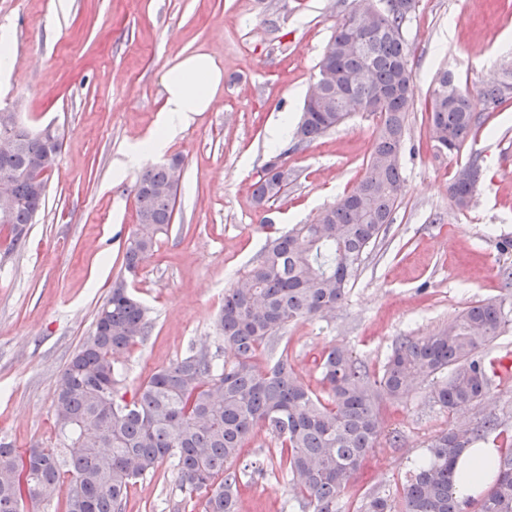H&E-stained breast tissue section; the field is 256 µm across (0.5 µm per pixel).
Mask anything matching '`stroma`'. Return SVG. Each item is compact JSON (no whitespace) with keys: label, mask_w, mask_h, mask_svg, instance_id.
<instances>
[{"label":"stroma","mask_w":512,"mask_h":512,"mask_svg":"<svg viewBox=\"0 0 512 512\" xmlns=\"http://www.w3.org/2000/svg\"><path fill=\"white\" fill-rule=\"evenodd\" d=\"M353 0H0V26L14 37L15 61L0 73V107H17L31 130L55 123L62 145L46 207L23 249L0 261V435L17 448L55 445L56 386L91 334L95 313L123 274L122 255L137 224L134 186L142 165L127 154L156 127L162 80L183 56L205 52L224 70L220 103L170 141L182 160L173 223L128 284L149 309L153 330L121 356L128 387L189 350L219 346L224 290L248 270L271 232L314 222L364 174L379 119L359 112L287 157L284 196L264 207L253 184L280 151L272 132L296 127L318 62ZM404 33L412 47L414 109L401 163L405 188L389 224L370 247L345 304L323 320L283 332L291 362L319 389L314 360L336 345L370 374L406 336H427L478 302L512 299V99L488 114L458 155L435 154L425 103L437 71L477 93L512 60V0H419ZM476 161L469 208L449 187ZM495 413L512 436V377L497 380L476 407L451 414L421 384L381 405L384 432L339 503L361 512L372 493L396 495L430 440ZM177 471L163 462L128 490L125 512H202L182 505ZM241 512H299L277 470L241 490Z\"/></svg>","instance_id":"1"}]
</instances>
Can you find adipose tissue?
<instances>
[{"instance_id": "ef3b65f1", "label": "adipose tissue", "mask_w": 512, "mask_h": 512, "mask_svg": "<svg viewBox=\"0 0 512 512\" xmlns=\"http://www.w3.org/2000/svg\"><path fill=\"white\" fill-rule=\"evenodd\" d=\"M223 80V69L213 57L203 53L185 56L168 70L163 78L164 103L157 131L135 144L131 161L162 154L192 113L215 107ZM498 456L499 448L491 442L464 449L456 462L460 480L454 487L455 496L469 501L485 495L495 482Z\"/></svg>"}]
</instances>
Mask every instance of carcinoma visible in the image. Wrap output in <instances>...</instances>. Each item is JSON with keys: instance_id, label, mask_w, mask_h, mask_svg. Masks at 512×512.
<instances>
[{"instance_id": "carcinoma-1", "label": "carcinoma", "mask_w": 512, "mask_h": 512, "mask_svg": "<svg viewBox=\"0 0 512 512\" xmlns=\"http://www.w3.org/2000/svg\"><path fill=\"white\" fill-rule=\"evenodd\" d=\"M363 2L356 0L327 42L319 62L320 103L302 112L294 148L335 130L356 112H373L380 122L365 172L314 223L274 235L241 281L224 291L216 332L235 360L220 366L207 351L189 354L127 394L115 356L145 340L152 322L125 280H117L92 333L57 381L55 446L21 451L0 438V512H25L60 496L65 512H123L129 487L167 459L175 462L181 492L203 498V512H240L242 478L264 474L261 463H240L246 440L257 430L280 444L278 466L301 497L302 512H339L340 499L382 433L383 399L404 398L428 381L435 402L452 413L482 401L493 385L483 356L509 325L503 299L468 307L431 336L402 339L377 377L348 348H331L318 364L319 393L295 371L286 347L274 363L256 362L290 322L336 312L370 246L392 223L402 195L401 155L415 102L412 50L403 29L417 0H409L406 13L392 10V0H372L380 5L373 28L361 22ZM511 97V71L486 83L476 100L454 74L438 72L427 110L429 124L443 139L433 149L459 152L482 124L475 101L496 106ZM13 138V150L0 151V172L23 173L40 161L51 174L60 150L55 139L24 127ZM168 169L167 162L146 168L134 189L138 224L123 256L131 275L172 224L178 192L162 190ZM476 169L473 160L456 171L449 192L459 209L473 199L477 179L470 172ZM267 171L266 163L255 183L259 205L281 197L289 184ZM14 191L17 203L7 221H0V229H9V254L21 250L46 202V193L28 178L17 180ZM499 427L498 418L486 416L434 436L425 460L402 486L399 512H466L470 503L454 496L456 459ZM26 457L33 464L25 498L9 480ZM477 512H512V450L499 457L497 482Z\"/></svg>"}]
</instances>
